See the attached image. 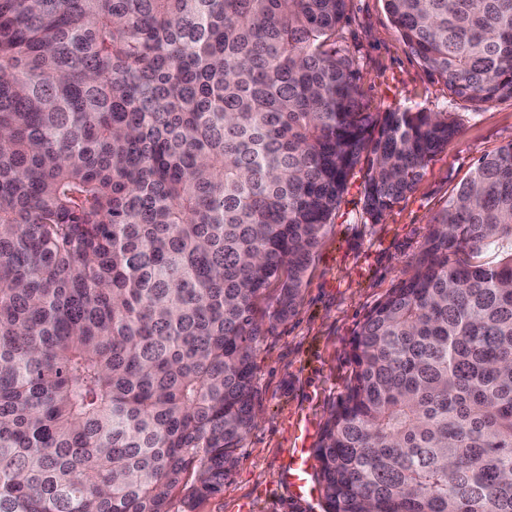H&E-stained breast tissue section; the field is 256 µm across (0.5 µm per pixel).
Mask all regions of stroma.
Here are the masks:
<instances>
[{"instance_id":"35a3bbf8","label":"stroma","mask_w":512,"mask_h":512,"mask_svg":"<svg viewBox=\"0 0 512 512\" xmlns=\"http://www.w3.org/2000/svg\"><path fill=\"white\" fill-rule=\"evenodd\" d=\"M336 42L354 61L368 111L450 112L460 130L429 162L414 190L377 221L363 209L370 158L362 156L315 250L293 313L269 320L275 293L259 297L257 418L235 451L223 490L198 502L194 512H324L322 500L296 498L279 478L293 442V420L308 416L315 434H322L330 409L346 392L360 322L407 277L430 224L479 159L512 142V98L476 104L450 96L403 42L384 0H347Z\"/></svg>"}]
</instances>
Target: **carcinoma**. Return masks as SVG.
Wrapping results in <instances>:
<instances>
[{"mask_svg": "<svg viewBox=\"0 0 512 512\" xmlns=\"http://www.w3.org/2000/svg\"><path fill=\"white\" fill-rule=\"evenodd\" d=\"M385 2L451 96L512 98V0ZM345 10L0 0V512H193L224 488L256 299L276 284L271 318L292 313L364 153L378 220L458 133L364 111ZM350 361L313 449L326 512H512V143Z\"/></svg>", "mask_w": 512, "mask_h": 512, "instance_id": "1", "label": "carcinoma"}]
</instances>
